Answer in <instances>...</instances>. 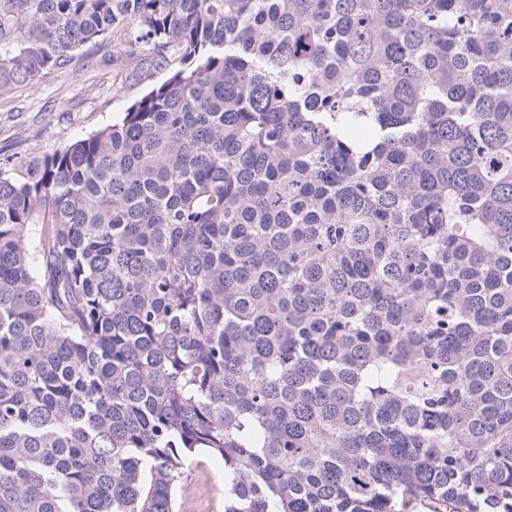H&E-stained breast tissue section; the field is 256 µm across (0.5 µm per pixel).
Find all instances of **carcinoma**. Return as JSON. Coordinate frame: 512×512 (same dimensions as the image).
<instances>
[{
	"instance_id": "obj_1",
	"label": "carcinoma",
	"mask_w": 512,
	"mask_h": 512,
	"mask_svg": "<svg viewBox=\"0 0 512 512\" xmlns=\"http://www.w3.org/2000/svg\"><path fill=\"white\" fill-rule=\"evenodd\" d=\"M111 37L0 169V512H512V0H0V98ZM85 56L76 69L58 71L0 101L3 168L25 171L36 159L112 124L149 87L163 82L176 63L127 64L121 59L125 47L116 38L87 49ZM203 464L198 468L193 464L186 473L184 479L188 478V482L192 485L203 486L206 479L217 484V488L224 489V463L211 459L207 456L198 458Z\"/></svg>"
}]
</instances>
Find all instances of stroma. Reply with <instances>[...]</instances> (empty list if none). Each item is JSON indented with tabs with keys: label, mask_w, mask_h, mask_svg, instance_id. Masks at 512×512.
<instances>
[{
	"label": "stroma",
	"mask_w": 512,
	"mask_h": 512,
	"mask_svg": "<svg viewBox=\"0 0 512 512\" xmlns=\"http://www.w3.org/2000/svg\"><path fill=\"white\" fill-rule=\"evenodd\" d=\"M117 40L87 49L76 69L58 71L41 84L0 101V162L26 169L36 159L116 121L167 67L126 63Z\"/></svg>",
	"instance_id": "1"
}]
</instances>
